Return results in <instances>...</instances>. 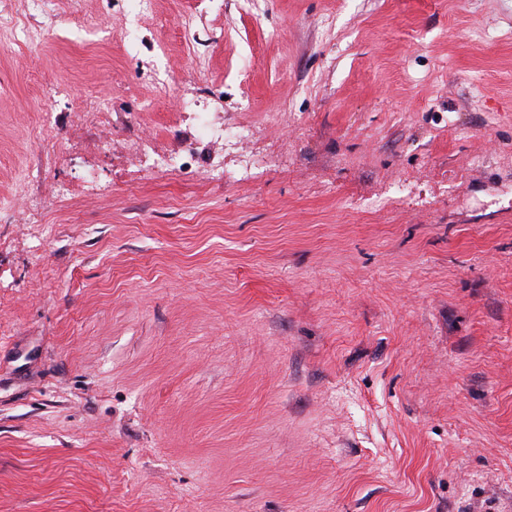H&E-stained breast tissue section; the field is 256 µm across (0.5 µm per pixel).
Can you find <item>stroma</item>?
<instances>
[{
  "instance_id": "35a3bbf8",
  "label": "stroma",
  "mask_w": 512,
  "mask_h": 512,
  "mask_svg": "<svg viewBox=\"0 0 512 512\" xmlns=\"http://www.w3.org/2000/svg\"><path fill=\"white\" fill-rule=\"evenodd\" d=\"M133 7L0 47V512H512V0Z\"/></svg>"
}]
</instances>
